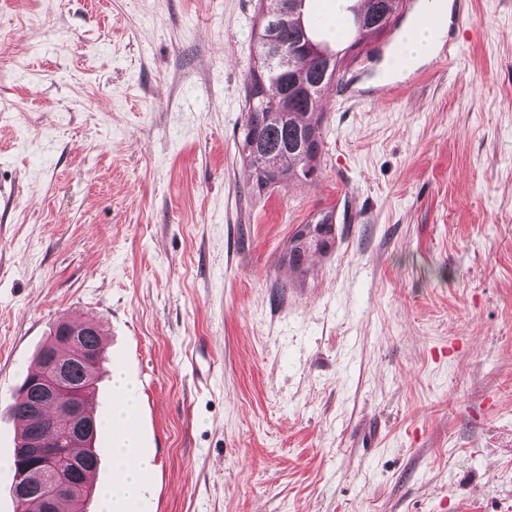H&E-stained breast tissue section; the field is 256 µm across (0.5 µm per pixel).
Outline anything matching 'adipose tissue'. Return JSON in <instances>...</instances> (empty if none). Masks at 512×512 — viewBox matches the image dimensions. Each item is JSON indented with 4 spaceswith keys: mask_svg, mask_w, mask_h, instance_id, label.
<instances>
[{
    "mask_svg": "<svg viewBox=\"0 0 512 512\" xmlns=\"http://www.w3.org/2000/svg\"><path fill=\"white\" fill-rule=\"evenodd\" d=\"M112 378L118 394V401L112 411V419L123 432V441L112 451L113 466L118 473V478L112 486V490L106 493L105 500L109 503L123 502L133 503L141 500L147 486L144 474L150 468L148 458L135 455L136 440L129 430V423L135 406V391L126 380L120 369H113Z\"/></svg>",
    "mask_w": 512,
    "mask_h": 512,
    "instance_id": "ef3b65f1",
    "label": "adipose tissue"
}]
</instances>
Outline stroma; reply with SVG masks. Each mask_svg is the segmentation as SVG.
I'll list each match as a JSON object with an SVG mask.
<instances>
[{
  "label": "stroma",
  "instance_id": "1",
  "mask_svg": "<svg viewBox=\"0 0 512 512\" xmlns=\"http://www.w3.org/2000/svg\"><path fill=\"white\" fill-rule=\"evenodd\" d=\"M255 3L0 0V512L12 395L69 317L106 339L98 486L112 366L135 383L138 512H512V0L396 96L330 83L315 175L260 198ZM333 224V211H327L320 213L309 224L300 225L291 239L290 263L294 267H300L311 249L326 250L331 244Z\"/></svg>",
  "mask_w": 512,
  "mask_h": 512
}]
</instances>
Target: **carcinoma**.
Here are the masks:
<instances>
[{
	"label": "carcinoma",
	"mask_w": 512,
	"mask_h": 512,
	"mask_svg": "<svg viewBox=\"0 0 512 512\" xmlns=\"http://www.w3.org/2000/svg\"><path fill=\"white\" fill-rule=\"evenodd\" d=\"M288 0H272L269 10L258 6V22L254 29L258 53L274 42L282 47L276 65L261 75L246 77L248 112L242 128L238 149L252 169L250 193L261 197L279 183L290 184L308 179L317 169V159L323 150V87L337 78L344 58L340 51H332L311 17L304 16L305 0L294 2V12L288 24H277L274 18L282 14ZM403 0H358L353 8L354 41L346 50L355 49L369 39L382 34L399 11ZM274 159L276 170L260 171L257 163L264 155ZM333 212L320 214L313 221L300 226L291 239L290 263L299 267L311 250L324 251L331 244ZM61 324L50 332L46 345L52 346L56 362L66 368L67 386L80 391L89 383H96L95 372L103 359L104 349L100 328L94 334L81 336L75 343L58 339ZM47 370L44 350H39L34 364L27 370L16 398L10 405L12 416L26 422L20 437L22 448L34 438L51 448L59 439L60 418L31 411L35 393L34 382ZM94 438L69 443L67 452L76 463L83 494L78 501H69V512H87L93 485L84 480L83 471L93 467L99 448Z\"/></svg>",
	"instance_id": "1"
}]
</instances>
